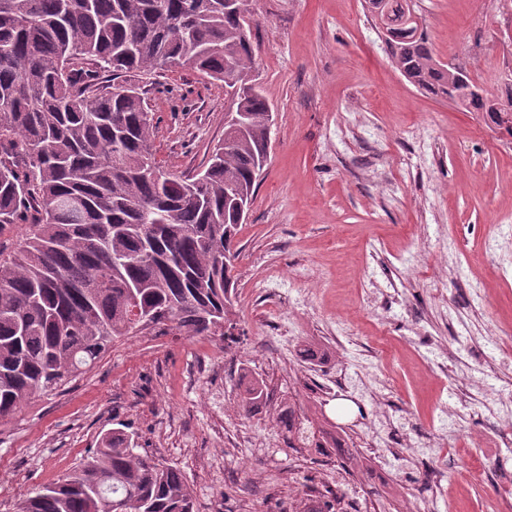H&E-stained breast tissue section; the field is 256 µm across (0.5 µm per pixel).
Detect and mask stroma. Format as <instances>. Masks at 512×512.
<instances>
[{
  "mask_svg": "<svg viewBox=\"0 0 512 512\" xmlns=\"http://www.w3.org/2000/svg\"><path fill=\"white\" fill-rule=\"evenodd\" d=\"M435 54L488 91L512 71V0H420ZM270 158L237 235L235 341L174 328L116 339L89 370L0 418V512L56 482L123 421L177 466L195 512H288L308 457L280 407L350 428L364 490L413 512L414 446L442 451L438 512H483L495 476L461 487L467 444L512 406V136L485 113L420 93L395 68L365 0H253ZM154 114L153 150L191 175L224 137V85L184 67L125 74ZM361 374L363 399L336 388ZM265 395L239 411L248 386ZM393 422L384 440L373 423ZM394 448L389 478L375 473Z\"/></svg>",
  "mask_w": 512,
  "mask_h": 512,
  "instance_id": "obj_1",
  "label": "stroma"
}]
</instances>
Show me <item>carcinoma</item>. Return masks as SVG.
<instances>
[{
	"instance_id": "cac0c4a2",
	"label": "carcinoma",
	"mask_w": 512,
	"mask_h": 512,
	"mask_svg": "<svg viewBox=\"0 0 512 512\" xmlns=\"http://www.w3.org/2000/svg\"><path fill=\"white\" fill-rule=\"evenodd\" d=\"M252 0H0V225L27 224L0 258V417L52 391L122 336L169 325L227 335L236 237L267 162L270 104L253 72ZM387 53L418 90L495 121L507 94L461 92L419 26L417 0H366ZM190 66L224 83L229 145L176 176L131 71ZM112 74L103 85L100 75ZM114 428L17 512H194L180 469Z\"/></svg>"
}]
</instances>
